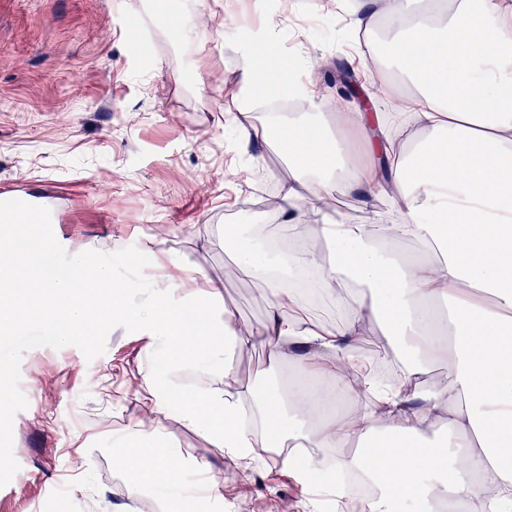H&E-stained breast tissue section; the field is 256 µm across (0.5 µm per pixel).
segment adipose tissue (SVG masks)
<instances>
[{
    "mask_svg": "<svg viewBox=\"0 0 512 512\" xmlns=\"http://www.w3.org/2000/svg\"><path fill=\"white\" fill-rule=\"evenodd\" d=\"M358 24L372 32L389 24L379 46L362 55L366 72L388 71L407 87L401 124H382L384 160L361 112H326L315 91L291 82L277 68L262 69V40L242 45L243 66L235 100L250 104L257 85L291 87L311 102L286 122L254 127L256 142L276 140L291 175L279 186L280 230L288 234L318 218L331 244L326 294L351 281L364 290L357 311L341 324L314 321L303 299L285 289L296 270L317 265L320 254L303 243L294 257L273 260L238 227L224 229V249L235 273L262 280L270 294L268 324L241 325L232 310H216L217 291L192 271L160 283L132 286L112 279L107 260L73 255L65 268L53 261L51 240L18 243L17 222L0 225V279L40 288L55 299L61 336L84 335L88 326L120 321L146 337L145 366L136 397L152 407H176L225 453L240 473L255 448H288L298 438L334 448L338 470L376 474L383 492L367 512H399L408 501L466 496L474 512H512V0H356ZM346 194L382 197L386 211L373 224H349L340 215H312L307 195L332 183ZM405 238L432 241L443 260L392 259L379 246ZM111 284L102 297V284ZM448 305L455 359L441 381L428 379L426 361L443 353L436 303ZM388 315L396 342L413 344L418 363L405 382L376 394V405L353 419L320 416L319 393L298 401L280 390L233 388L238 354L262 345L271 370L299 365L302 373L335 377L353 367L363 317ZM446 428L434 436L435 424ZM386 437L393 469L379 471L363 450L344 444ZM138 447L119 456L122 470L146 488L178 486L171 506L194 499L223 501L224 479L208 464L182 462L171 440L135 430ZM493 469L492 490L471 474Z\"/></svg>",
    "mask_w": 512,
    "mask_h": 512,
    "instance_id": "ef3b65f1",
    "label": "adipose tissue"
}]
</instances>
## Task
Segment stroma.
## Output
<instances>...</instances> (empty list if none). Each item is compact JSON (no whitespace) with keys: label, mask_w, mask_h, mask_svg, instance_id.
Returning <instances> with one entry per match:
<instances>
[{"label":"stroma","mask_w":512,"mask_h":512,"mask_svg":"<svg viewBox=\"0 0 512 512\" xmlns=\"http://www.w3.org/2000/svg\"><path fill=\"white\" fill-rule=\"evenodd\" d=\"M0 0V188L46 193L53 221L22 225V239L51 236L57 260L77 253L112 262L119 280L203 273L239 322L262 325L263 281L233 275L216 240L225 225L252 232L260 200L256 164L287 178L279 153L258 146L262 113L242 118L231 94L238 44L268 40L289 77L375 116L395 88L350 67L357 20L334 0ZM144 37L148 48L133 49ZM177 264H170V257ZM29 339L0 350V512H168L159 494L119 469L117 437L137 425L166 434L185 459L224 474V502L183 512H362L324 499L254 449L248 479L237 462L186 426L176 408L105 395L103 376L131 380L145 337L122 324L61 341L52 322L29 319Z\"/></svg>","instance_id":"35a3bbf8"}]
</instances>
